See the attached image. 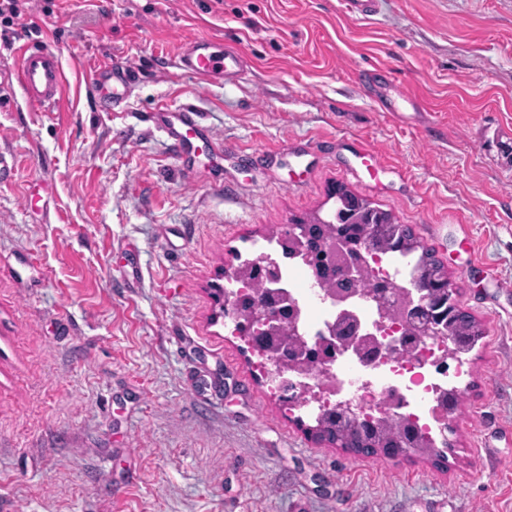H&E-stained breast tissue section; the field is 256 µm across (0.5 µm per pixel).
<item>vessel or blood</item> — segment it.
<instances>
[{
    "mask_svg": "<svg viewBox=\"0 0 512 512\" xmlns=\"http://www.w3.org/2000/svg\"><path fill=\"white\" fill-rule=\"evenodd\" d=\"M18 58L20 86L29 111H59L65 93V77L57 50L45 43H29L19 48ZM175 66L181 74L206 85L224 79H240L249 72L248 60L242 53L205 37L187 39L176 56ZM130 73V65L123 61H111L90 69L89 83L102 111L114 110L130 99L133 93ZM156 119L167 134L171 151L182 159L184 170L194 172V143L210 138L198 112L189 107L175 112L164 107L159 109Z\"/></svg>",
    "mask_w": 512,
    "mask_h": 512,
    "instance_id": "1",
    "label": "vessel or blood"
}]
</instances>
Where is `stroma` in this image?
Returning a JSON list of instances; mask_svg holds the SVG:
<instances>
[{
    "instance_id": "35a3bbf8",
    "label": "stroma",
    "mask_w": 512,
    "mask_h": 512,
    "mask_svg": "<svg viewBox=\"0 0 512 512\" xmlns=\"http://www.w3.org/2000/svg\"><path fill=\"white\" fill-rule=\"evenodd\" d=\"M15 30L0 42V512H512V0H380L366 21L341 0H25ZM202 34L255 69L197 87L173 61ZM23 42L60 49L61 111H28ZM113 59L137 87L111 113L85 75ZM380 65L418 98L411 122L358 91ZM162 102L201 114L222 170L202 145L203 172H184ZM360 141L378 183L350 173ZM340 184L409 225L484 328L443 466L314 438L215 298L234 253L329 215Z\"/></svg>"
}]
</instances>
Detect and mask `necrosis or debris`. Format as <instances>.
Instances as JSON below:
<instances>
[{"instance_id":"obj_1","label":"necrosis or debris","mask_w":512,"mask_h":512,"mask_svg":"<svg viewBox=\"0 0 512 512\" xmlns=\"http://www.w3.org/2000/svg\"><path fill=\"white\" fill-rule=\"evenodd\" d=\"M358 260L369 272L372 284L401 288L396 303H404L407 292L413 291L414 267L406 257L395 252L363 251ZM278 272L288 292V302L296 312L299 334L308 343H315L340 312L333 292L318 283L311 266L301 258L280 264ZM348 307L357 315L364 332L378 340L413 331L407 321L383 317L378 304L366 295L355 294ZM467 371L462 357L450 355L447 337L428 335L417 341L413 353L405 356L394 353L368 365L355 357L342 356L333 363L329 375L314 369L287 371L283 377L310 386L316 397L309 400L308 406L317 411L347 403L380 418L388 413L390 401L400 402L404 413L434 440L446 432L448 414L441 399Z\"/></svg>"}]
</instances>
